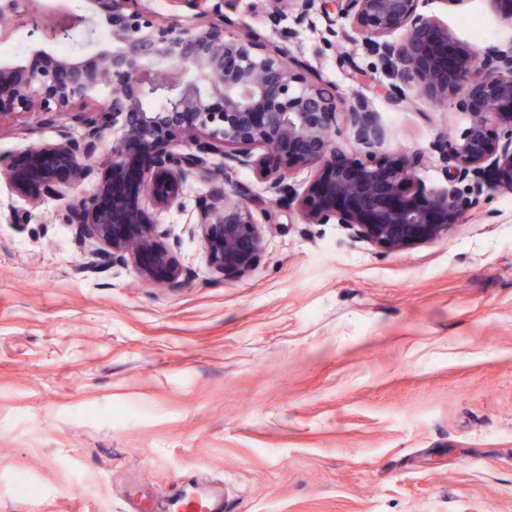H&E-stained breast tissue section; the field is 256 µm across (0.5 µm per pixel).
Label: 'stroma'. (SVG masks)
Here are the masks:
<instances>
[{
	"label": "stroma",
	"mask_w": 512,
	"mask_h": 512,
	"mask_svg": "<svg viewBox=\"0 0 512 512\" xmlns=\"http://www.w3.org/2000/svg\"><path fill=\"white\" fill-rule=\"evenodd\" d=\"M456 38L512 41L488 0H423ZM233 32L287 44L338 96L370 100L391 152L428 160L469 117L412 99L360 42L322 50L327 25L283 40L261 0L227 9ZM366 69L365 81L351 65ZM68 113L0 115V154L54 141ZM207 185L157 213L187 286L116 264L82 273L62 203L0 182V512H122L187 476L222 479L228 512H512V193L447 237L384 251L337 224L281 216L246 276L208 265L190 227ZM33 210L30 223L15 213ZM25 477L31 493L15 488Z\"/></svg>",
	"instance_id": "obj_1"
}]
</instances>
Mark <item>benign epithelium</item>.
Returning a JSON list of instances; mask_svg holds the SVG:
<instances>
[{"instance_id":"7a95c632","label":"benign epithelium","mask_w":512,"mask_h":512,"mask_svg":"<svg viewBox=\"0 0 512 512\" xmlns=\"http://www.w3.org/2000/svg\"><path fill=\"white\" fill-rule=\"evenodd\" d=\"M138 2L78 0L50 15L41 0H0L13 24L5 38L23 31L38 45L98 48L88 60L46 53L34 65L0 64V114L69 112L81 127L0 155V181L33 208L47 194L63 201L88 271L121 263L160 287L183 286L164 244L169 232L142 198L159 210L178 207L191 180L210 186L192 233L214 271L239 276L265 249L258 203L267 224L286 208L302 224H340L353 239L401 250L448 235L488 191L512 193V43L464 47L440 17L420 10L421 0H262L273 27L286 15L302 27L316 10L344 19L348 29L328 25L323 45L334 51L338 36L361 40L389 77L383 91L392 106L404 105L406 88L437 106L457 99L469 123L460 137L436 140L446 186L431 190L419 176L425 155L387 151L390 135L367 98L339 99L290 50L250 30L225 34L229 0H174L193 12L186 27L147 18ZM464 84L473 96L458 97ZM150 100L157 109L145 108ZM343 132L351 153L336 140ZM238 166L253 170L268 198L231 179ZM301 169L311 178L300 190L290 180ZM91 178L89 192L71 194Z\"/></svg>"}]
</instances>
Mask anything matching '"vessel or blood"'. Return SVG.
<instances>
[{
	"instance_id": "vessel-or-blood-1",
	"label": "vessel or blood",
	"mask_w": 512,
	"mask_h": 512,
	"mask_svg": "<svg viewBox=\"0 0 512 512\" xmlns=\"http://www.w3.org/2000/svg\"><path fill=\"white\" fill-rule=\"evenodd\" d=\"M127 512H224V483L189 477L176 493L129 505Z\"/></svg>"
}]
</instances>
